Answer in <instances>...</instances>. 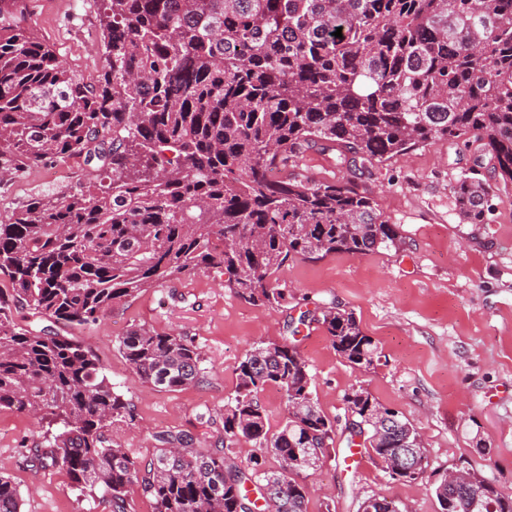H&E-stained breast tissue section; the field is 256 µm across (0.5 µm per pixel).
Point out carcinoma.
I'll list each match as a JSON object with an SVG mask.
<instances>
[{"instance_id": "obj_1", "label": "carcinoma", "mask_w": 512, "mask_h": 512, "mask_svg": "<svg viewBox=\"0 0 512 512\" xmlns=\"http://www.w3.org/2000/svg\"><path fill=\"white\" fill-rule=\"evenodd\" d=\"M28 0H0V176L79 159L89 175L0 216V411L47 424L33 462L57 468L109 512H131L138 486L153 512H307L305 449L336 447L309 364L288 338L252 347L237 368L214 448L189 431L157 437L141 459L112 439L132 404L78 341L20 324L15 313L68 326L198 269L259 306L288 303L269 287L290 262L366 255L401 245L356 180L369 166L437 140L473 137L477 159L453 186L459 215L482 224L490 197L512 185V0H102V66L73 70L27 23ZM342 28V37L333 36ZM314 151L353 179L274 178ZM316 321L353 368L380 359L356 314L336 304ZM143 386L176 390L204 376L202 348L134 325L118 341ZM278 387L287 410L272 432L260 395ZM343 400L357 422L384 409L367 391ZM382 437L368 424L364 454L384 464L417 429ZM257 452L235 462L234 448ZM279 469L266 466V455ZM436 494L439 512H512V494L483 477ZM259 498H251L249 487ZM0 476V512H21Z\"/></svg>"}]
</instances>
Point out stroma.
I'll return each mask as SVG.
<instances>
[{
	"instance_id": "1",
	"label": "stroma",
	"mask_w": 512,
	"mask_h": 512,
	"mask_svg": "<svg viewBox=\"0 0 512 512\" xmlns=\"http://www.w3.org/2000/svg\"><path fill=\"white\" fill-rule=\"evenodd\" d=\"M28 24L69 66L86 75L102 64L98 0H28ZM480 154L478 142L440 140L373 164L359 188L398 225L399 249L364 256H311L284 268L282 306H257L223 275L206 269L179 274L115 304L93 324L57 325L91 349L110 382L130 400L132 425L117 438L136 456H151L156 435L189 430L203 450L222 426L199 425V413L222 417L234 394L236 367L254 343L277 342L299 326L298 347L313 376L312 391L329 417H344L343 396L366 389L418 430L428 461L422 479L391 478L381 462L349 461L344 438L335 456L306 479L308 512H360L372 496L401 512H438L437 480L464 469L512 494V189L491 199L483 224L463 221L452 187ZM45 169L0 180V213L51 189ZM353 310L382 358L355 369L312 321L328 303ZM134 325L176 332L199 345L205 376L178 390L141 387L117 348ZM37 439L25 410L0 412V475L20 489L22 512H100L65 475L30 460Z\"/></svg>"
}]
</instances>
